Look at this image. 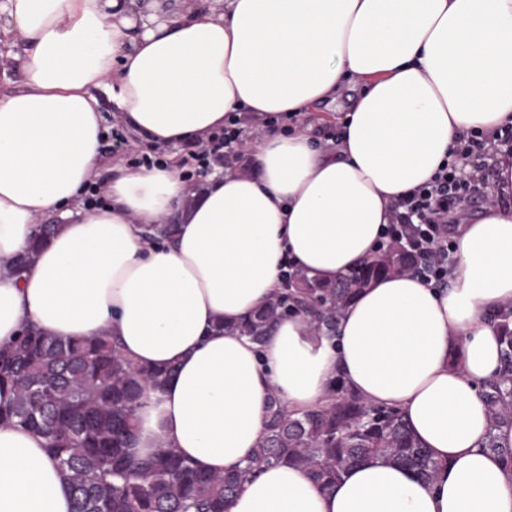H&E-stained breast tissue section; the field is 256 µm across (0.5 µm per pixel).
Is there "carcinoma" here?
<instances>
[{"label":"carcinoma","mask_w":512,"mask_h":512,"mask_svg":"<svg viewBox=\"0 0 512 512\" xmlns=\"http://www.w3.org/2000/svg\"><path fill=\"white\" fill-rule=\"evenodd\" d=\"M177 221L155 224L146 239H170ZM51 224L38 226L31 251L10 269L19 275L32 262ZM416 255L396 243L376 253L336 282L323 284L294 272L268 301L232 330L261 346L273 325L303 309L314 329L334 335L344 308L378 277L412 270ZM502 330V368L483 392L492 420L512 417V328ZM175 366L156 369L126 358L112 337L57 339L28 329L0 349V386L12 400L0 405V420L13 421L47 440L72 494V512H225L226 502L261 468H305L329 490L355 463L382 458L430 480L439 463L410 432L400 409L366 404L341 386L322 407L296 414L276 394L268 398L263 434L246 466L228 474H205L173 448L137 459L131 452L136 411Z\"/></svg>","instance_id":"cac0c4a2"}]
</instances>
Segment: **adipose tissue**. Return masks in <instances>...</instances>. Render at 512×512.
<instances>
[{
  "instance_id": "ef3b65f1",
  "label": "adipose tissue",
  "mask_w": 512,
  "mask_h": 512,
  "mask_svg": "<svg viewBox=\"0 0 512 512\" xmlns=\"http://www.w3.org/2000/svg\"><path fill=\"white\" fill-rule=\"evenodd\" d=\"M0 25L30 47L21 86H0V348L32 324L105 333L136 364L174 366L137 412L139 458L175 448L202 472L239 470L269 394L303 412L342 384L399 408L439 464L426 481L367 459L327 491L304 468L267 466L227 512H512V418L492 421L482 398L501 365L487 317L512 306L506 148L487 160L491 198L459 220L446 287L380 278L332 336L295 311L261 347L216 328L265 303L285 262L332 282L375 255L398 198L454 159L460 133L512 126V0H0ZM102 93L161 148L241 118L246 169L212 171L198 191L175 165L119 164L104 205L86 206L104 161ZM334 120L338 138L324 139ZM171 217L173 242H147L146 226ZM43 219L54 233L10 274ZM71 510L45 439L0 420V512Z\"/></svg>"
}]
</instances>
